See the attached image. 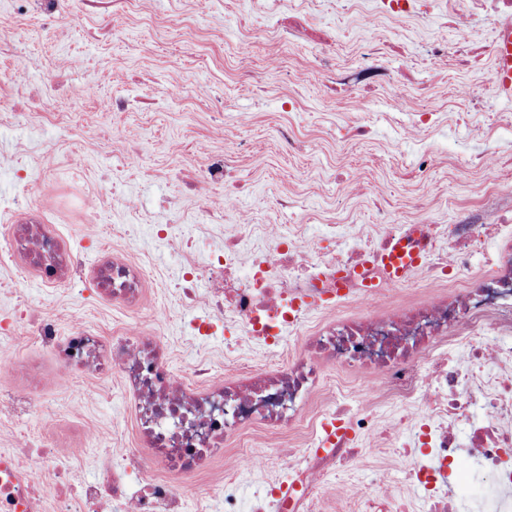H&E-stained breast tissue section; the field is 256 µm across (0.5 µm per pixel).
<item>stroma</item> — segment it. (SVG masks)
Segmentation results:
<instances>
[{
    "label": "stroma",
    "instance_id": "35a3bbf8",
    "mask_svg": "<svg viewBox=\"0 0 512 512\" xmlns=\"http://www.w3.org/2000/svg\"><path fill=\"white\" fill-rule=\"evenodd\" d=\"M262 0H137L134 8L102 17L84 0H59L45 18L34 0H0V35L14 53L0 57V225L27 219L47 225L79 255L80 271L58 287H43L33 267L0 240V316L35 313L62 330L82 325L104 332L129 322L132 311L97 290L109 258L146 271L147 310H161V336L175 372L197 365L221 382L261 365L286 364L289 345L266 348L229 324L209 300L210 284L184 300L178 288L189 240L216 251L228 236L247 240L241 271L253 250L274 237L294 238L300 252L333 248L324 228H347L345 246L379 241L398 225L435 224L438 246L460 210L478 204L487 169L499 175L500 218L512 219V104L487 89L494 73L487 9L467 20L474 56L431 55L435 42H452L453 28L438 11L427 17H388L365 7L347 13L326 0H296L292 18L307 17L313 40L284 41L266 29ZM383 36L384 62L395 83L367 92L335 86L318 75L329 51L337 71L360 68L364 39ZM252 47L240 54L244 38ZM185 86L175 99L167 91ZM96 97L83 95L85 87ZM473 88L472 97L459 94ZM129 97L135 106L112 108ZM145 106H138V99ZM434 104L432 119L414 124L404 113ZM296 144L288 146L283 130ZM428 155L427 171L415 165ZM229 160L242 189L226 204L224 188L205 169ZM32 189H24L23 179ZM171 225V236L154 227ZM214 334H193L197 319ZM0 351L36 363L45 379V415L0 420V453L49 444L69 468L72 487L98 479L97 454L122 461L131 446V416L120 374L65 380L52 351L20 328ZM303 436L264 435V470L243 466L248 451L225 449L200 476L213 488L237 486L243 502L289 481L284 455H301ZM343 479L318 489L317 512H350L346 500L372 473L399 497L413 489L378 438Z\"/></svg>",
    "mask_w": 512,
    "mask_h": 512
}]
</instances>
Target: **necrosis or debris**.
I'll list each match as a JSON object with an SVG mask.
<instances>
[{
  "label": "necrosis or debris",
  "instance_id": "necrosis-or-debris-1",
  "mask_svg": "<svg viewBox=\"0 0 512 512\" xmlns=\"http://www.w3.org/2000/svg\"><path fill=\"white\" fill-rule=\"evenodd\" d=\"M363 56L364 66L344 75V82L365 90L393 84L374 40L365 41ZM487 221L483 208L463 209L459 223L448 227L444 255L436 248L435 225H403L400 237L426 243L425 270L448 286L447 297L418 303L401 301L365 242L305 266L288 237L279 236L253 255L244 278L236 274L243 245L235 239L204 260L187 261L179 283L185 298L205 281L214 286V305L251 340L271 346L281 343L284 330L300 333L297 353L285 366L237 382L212 383L194 368L175 373L162 354L155 313L109 336L77 327L63 337L52 320L30 321L35 338L56 353L64 376L124 375L128 407L137 430L150 439L154 459L144 465L133 448L119 464L101 455L98 480L75 490L53 449H14L0 455V512H37L41 489L31 473L38 466L59 477L57 512H100L108 502L117 512H187L191 478L258 431L303 432L316 442L288 494L259 497L253 512H312L319 479L353 467L363 454L356 439L369 434L379 435L400 462L404 483L422 495L412 505L359 491L352 496L357 512H512V225H496L499 246L491 271L479 274L470 260L483 244L480 228ZM6 244L27 253L50 283L79 268L77 256L63 252L56 237L19 224L8 227ZM101 278L104 296L141 309V267L114 260ZM310 303L325 310L353 305L362 316L311 330L301 321ZM328 363L339 371L336 400L315 410L311 403L325 384ZM385 409L391 412L387 426L380 423ZM337 423L348 436L319 444L318 436ZM463 457L484 488L479 498H455L438 480Z\"/></svg>",
  "mask_w": 512,
  "mask_h": 512
}]
</instances>
